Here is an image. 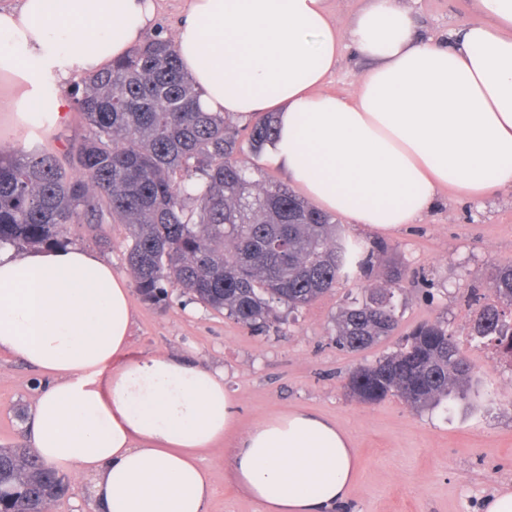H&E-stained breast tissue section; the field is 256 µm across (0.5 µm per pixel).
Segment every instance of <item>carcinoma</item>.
Returning a JSON list of instances; mask_svg holds the SVG:
<instances>
[{"instance_id":"obj_1","label":"carcinoma","mask_w":512,"mask_h":512,"mask_svg":"<svg viewBox=\"0 0 512 512\" xmlns=\"http://www.w3.org/2000/svg\"><path fill=\"white\" fill-rule=\"evenodd\" d=\"M91 129L68 173L48 152L0 155V249L68 244L67 226L93 231L110 219L129 231L127 263L142 296L165 288L260 327L275 307L309 305L345 282L372 274L389 247L372 248L336 229L334 218L287 186L252 177L238 156L262 152L273 118L245 128L205 112L175 43L156 33L71 90ZM364 288L336 316V347L365 350L398 326L403 272ZM471 327L481 343L512 360V266L492 282ZM474 373L442 321L417 326L393 353L352 370L346 387L373 403L389 395L415 409L465 395ZM68 486L29 448H0V512H44L48 493Z\"/></svg>"}]
</instances>
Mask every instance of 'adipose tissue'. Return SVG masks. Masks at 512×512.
Listing matches in <instances>:
<instances>
[{
  "label": "adipose tissue",
  "mask_w": 512,
  "mask_h": 512,
  "mask_svg": "<svg viewBox=\"0 0 512 512\" xmlns=\"http://www.w3.org/2000/svg\"><path fill=\"white\" fill-rule=\"evenodd\" d=\"M329 0H186L175 44L208 112L275 113L267 161L317 208L377 232L416 223L454 192L512 189V0H473L447 43L423 41L403 0H366L348 35ZM156 0H13L0 7V112L36 137L67 120L76 74L125 56ZM371 66L326 91L344 44ZM126 279L77 248L0 252V353L40 373L25 423L43 462L90 480L86 512H208L200 452L235 402L224 373L129 353ZM357 450L336 424L295 410L230 448L235 486L259 512H334Z\"/></svg>",
  "instance_id": "obj_1"
}]
</instances>
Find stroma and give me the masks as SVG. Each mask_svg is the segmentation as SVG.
<instances>
[{
	"label": "stroma",
	"instance_id": "stroma-1",
	"mask_svg": "<svg viewBox=\"0 0 512 512\" xmlns=\"http://www.w3.org/2000/svg\"><path fill=\"white\" fill-rule=\"evenodd\" d=\"M424 41L447 40L475 18L471 0H408ZM90 128L80 112L39 139L27 140L0 116V154L40 150L67 163ZM338 228L365 245L383 241L391 260L408 277L399 297L395 336L347 352L336 347V316L357 287L348 282L298 313L276 309L266 327L254 330L226 313L191 301L179 291L157 302L132 293L130 348L141 355L168 354L224 371L236 400L230 436L200 453L212 483L209 512H258L233 485L227 454L236 436L258 421L293 410L317 413L352 439L359 465L345 502L336 512H484L485 501L512 484V361L494 347L470 340L478 307L490 296L497 268L512 264V190L481 201L450 197L417 223L381 235L337 218ZM70 244L87 248L130 276L125 225L106 223L101 233L70 225ZM447 322L476 370L471 391L451 408L413 409L390 396L374 404L351 397L344 380L397 348L399 335L417 325ZM40 384L38 372L0 354V446L27 447L25 415Z\"/></svg>",
	"mask_w": 512,
	"mask_h": 512
}]
</instances>
